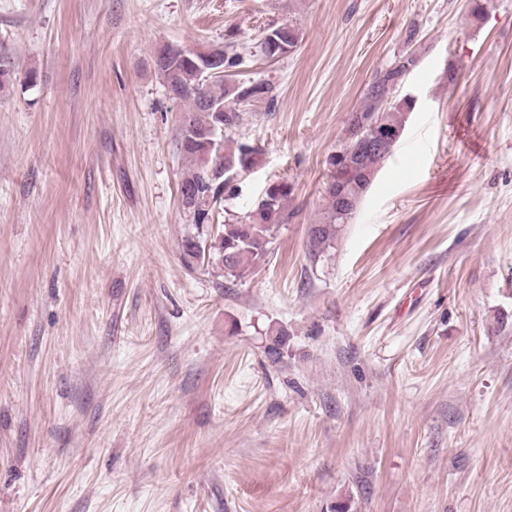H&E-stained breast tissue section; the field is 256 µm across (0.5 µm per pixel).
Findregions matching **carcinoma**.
I'll list each match as a JSON object with an SVG mask.
<instances>
[{"label": "carcinoma", "mask_w": 512, "mask_h": 512, "mask_svg": "<svg viewBox=\"0 0 512 512\" xmlns=\"http://www.w3.org/2000/svg\"><path fill=\"white\" fill-rule=\"evenodd\" d=\"M298 41L299 30L292 24H282L266 31L262 49L275 56L292 51ZM210 60L220 62L226 72H236L245 64L240 53L221 47L172 50L166 46L156 51V65L170 95L186 108L178 127L177 150L189 166L180 180L179 193L185 197L181 202L183 213L197 233L183 240L182 259L187 266H193L199 248L207 246L224 274L241 279L252 263L268 252L279 225L288 223V198L293 186L286 180L273 181L243 216L232 214L224 223L214 225L215 211L226 194L234 191L237 176L253 171L262 161V153L249 143L228 145L226 133L244 120L239 106L252 99L271 104L275 96L273 85L267 81H204L203 66ZM417 64L411 51L394 59L376 73L373 85L363 91L360 106L349 114L344 142L326 159L327 207L318 222L309 225L308 248L312 256L318 257L335 245L377 173L389 161L360 149V139L365 134L361 120L374 116L389 132L403 135L407 114L414 105L388 93V87ZM214 226L217 231L213 237L208 228ZM266 334L270 337L267 354L280 358L288 331L271 326Z\"/></svg>", "instance_id": "cac0c4a2"}]
</instances>
